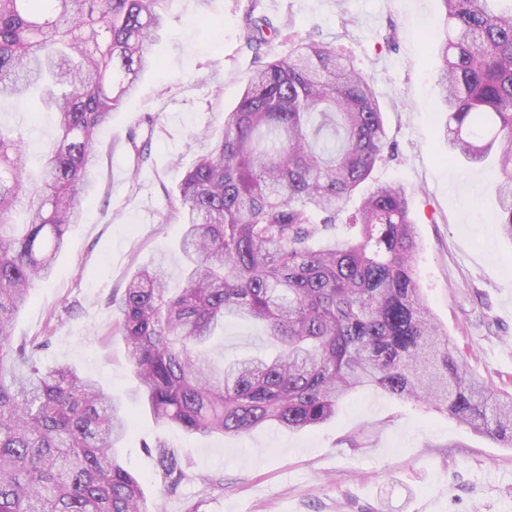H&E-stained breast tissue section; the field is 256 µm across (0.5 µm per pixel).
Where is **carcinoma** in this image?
Returning a JSON list of instances; mask_svg holds the SVG:
<instances>
[{
  "label": "carcinoma",
  "instance_id": "carcinoma-1",
  "mask_svg": "<svg viewBox=\"0 0 512 512\" xmlns=\"http://www.w3.org/2000/svg\"><path fill=\"white\" fill-rule=\"evenodd\" d=\"M168 2L0 0V99L37 90L58 128L34 171L24 133L0 126V512H147L140 477L114 455L125 401L70 365L37 367L47 341L15 345L12 330L80 221L99 129L155 65ZM441 2L443 137L470 163L498 156L493 223L512 238V0ZM246 28L257 59L279 33L266 16ZM288 39L178 184L183 288L142 267L112 298L135 401L187 434L238 436L326 424L377 388L511 448L512 393L468 373L414 277L405 187L362 188L393 151L372 80L328 44ZM231 316L262 325L274 351L216 364L210 343ZM156 448L177 486L175 449Z\"/></svg>",
  "mask_w": 512,
  "mask_h": 512
}]
</instances>
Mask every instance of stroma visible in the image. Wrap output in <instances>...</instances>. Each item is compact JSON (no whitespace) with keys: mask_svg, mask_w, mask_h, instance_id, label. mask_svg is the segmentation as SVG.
Segmentation results:
<instances>
[{"mask_svg":"<svg viewBox=\"0 0 512 512\" xmlns=\"http://www.w3.org/2000/svg\"><path fill=\"white\" fill-rule=\"evenodd\" d=\"M249 8L283 29L270 57L288 56L292 30L349 52L372 79L394 142L373 176L408 191L415 277L470 371L512 391V238L492 222L496 160L449 159L441 135L432 51L440 0H171L152 46L157 66L100 129L95 191L54 276L19 313L14 341L47 340L41 365L69 364L119 396L135 388L112 333L111 298L143 266H163L170 287L183 285L177 184L252 76ZM0 124L25 131L33 165L57 136L51 113L29 103L0 101ZM133 131L152 135L140 164ZM267 349L262 326L233 318L212 344L219 361ZM159 440L186 472L173 490L160 475ZM116 453L142 477L148 512H512V448L379 391L352 396L335 420L297 433L270 424L241 436L187 435L136 407Z\"/></svg>","mask_w":512,"mask_h":512,"instance_id":"1","label":"stroma"}]
</instances>
